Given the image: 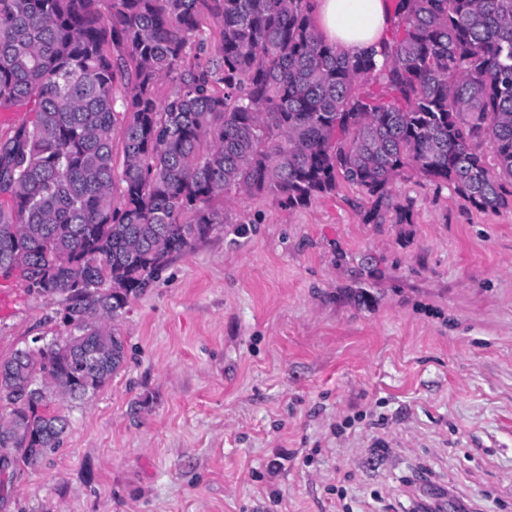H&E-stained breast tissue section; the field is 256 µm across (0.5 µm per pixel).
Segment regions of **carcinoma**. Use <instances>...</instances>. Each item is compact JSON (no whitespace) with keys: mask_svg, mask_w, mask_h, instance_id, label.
I'll list each match as a JSON object with an SVG mask.
<instances>
[{"mask_svg":"<svg viewBox=\"0 0 512 512\" xmlns=\"http://www.w3.org/2000/svg\"><path fill=\"white\" fill-rule=\"evenodd\" d=\"M392 2L380 50L347 56L316 0H0V113H26L0 134V276L65 326L0 361V474L61 447L60 407L125 362L130 299L224 199L347 184L365 223L404 224L393 185L416 176L512 207V0Z\"/></svg>","mask_w":512,"mask_h":512,"instance_id":"carcinoma-1","label":"carcinoma"}]
</instances>
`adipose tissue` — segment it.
I'll list each match as a JSON object with an SVG mask.
<instances>
[{
  "label": "adipose tissue",
  "instance_id": "ef3b65f1",
  "mask_svg": "<svg viewBox=\"0 0 512 512\" xmlns=\"http://www.w3.org/2000/svg\"><path fill=\"white\" fill-rule=\"evenodd\" d=\"M314 20L327 41L356 55L380 42L394 16L387 0H317Z\"/></svg>",
  "mask_w": 512,
  "mask_h": 512
}]
</instances>
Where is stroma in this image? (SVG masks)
<instances>
[{
	"mask_svg": "<svg viewBox=\"0 0 512 512\" xmlns=\"http://www.w3.org/2000/svg\"><path fill=\"white\" fill-rule=\"evenodd\" d=\"M287 210L239 194L132 298L121 369L0 512H512V209L397 181ZM0 360L62 333L9 280ZM277 471H269L273 459Z\"/></svg>",
	"mask_w": 512,
	"mask_h": 512,
	"instance_id": "obj_1",
	"label": "stroma"
}]
</instances>
